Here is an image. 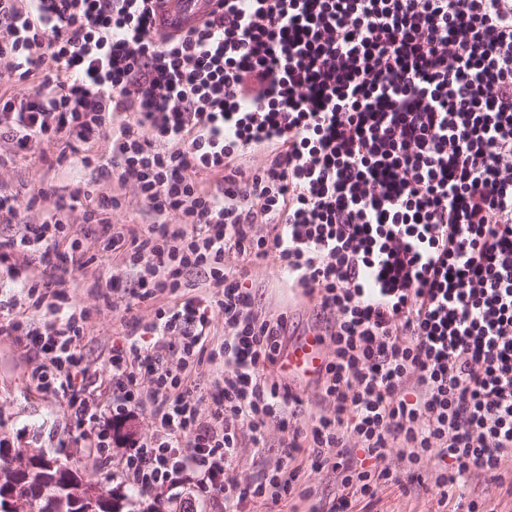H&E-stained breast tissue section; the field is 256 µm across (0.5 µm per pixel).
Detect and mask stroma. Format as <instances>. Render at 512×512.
Returning <instances> with one entry per match:
<instances>
[{"label": "stroma", "instance_id": "stroma-1", "mask_svg": "<svg viewBox=\"0 0 512 512\" xmlns=\"http://www.w3.org/2000/svg\"><path fill=\"white\" fill-rule=\"evenodd\" d=\"M59 151V146L52 144L47 148L46 160L16 159L12 167L0 172V190L24 200L38 187L52 188L65 196L75 189L96 184L99 176L93 168L78 163L66 168L52 165L51 160ZM70 223L78 230L91 260L74 272L72 286L65 289L63 297H56L54 288L42 284L31 293L15 287L6 272L1 271L0 299L20 298L17 316L37 327L52 319L63 320L76 309L89 314L81 339L84 363L102 374L104 381L90 390L88 399L103 411L112 406V381L106 376L108 358L113 346L123 343L126 322L135 317L145 322L153 320L156 309L171 305L172 298L162 294L134 306L129 296L107 288L110 277L126 274L121 258L108 257L104 252L100 225L84 223L78 211L71 213ZM249 283L253 288L254 310L259 316L270 319L287 313L289 338L312 329H323L314 302L293 294L278 268L254 267ZM51 301L59 308L53 316L45 309L46 303ZM37 364V359L26 351L18 337L0 335V440L16 448H41L47 456L75 461L79 475L97 483L104 493L128 496L130 512H141L143 506L153 503L155 498L177 495L192 501L194 512H224L223 491L204 492L189 480L176 489L166 487L155 493H143L113 479L112 473L127 454L130 440L151 434L148 411H137L128 421L126 432L113 435L104 452L89 451L86 435L92 429L91 424L78 420L65 398L37 387L32 377ZM287 441V432L274 421L267 426L264 447L256 448L250 441H243L235 469L238 481L253 485L287 467L289 460L284 449ZM438 466V460H430L425 463L420 478H406L403 487L383 489L367 512H435L437 501L432 493L430 473ZM346 494L331 468L309 469L289 489L279 508L281 512H329Z\"/></svg>", "mask_w": 512, "mask_h": 512}]
</instances>
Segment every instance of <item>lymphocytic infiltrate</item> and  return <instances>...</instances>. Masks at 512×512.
Instances as JSON below:
<instances>
[{
	"mask_svg": "<svg viewBox=\"0 0 512 512\" xmlns=\"http://www.w3.org/2000/svg\"><path fill=\"white\" fill-rule=\"evenodd\" d=\"M156 8L0 0V64L34 83L0 92V134L23 157L82 144L83 166L133 184L159 218L113 223L119 198L89 190L56 199L42 187L24 206L0 194V220L19 227L0 240V268L28 284L13 256L49 259L79 209L124 259L130 278L111 289L177 298L128 322L109 359L122 392L111 416L86 399L97 381L79 345L86 312L31 338L39 387L62 390L101 447L113 422L148 407L154 432L116 478L219 488L225 512L279 503L300 455L375 498L402 483L386 462L395 446L416 471L441 461L432 487L447 512H481L461 501L479 473L512 496V0H218L180 34L157 26ZM102 139L109 154H93ZM259 149L264 164L245 171ZM46 200L29 223L28 206ZM229 251L239 269H225ZM258 263L283 269L326 318L330 413L303 416L302 397L267 373L287 318L254 313L244 282ZM196 276L210 295H187ZM219 319L226 371L207 395L195 361ZM271 420L290 434L293 466L241 486L240 436L264 447Z\"/></svg>",
	"mask_w": 512,
	"mask_h": 512,
	"instance_id": "obj_1",
	"label": "lymphocytic infiltrate"
}]
</instances>
